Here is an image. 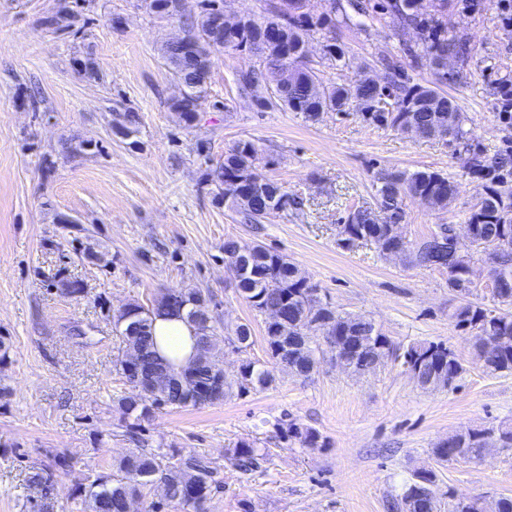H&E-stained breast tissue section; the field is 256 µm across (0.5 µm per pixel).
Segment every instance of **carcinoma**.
<instances>
[{
  "mask_svg": "<svg viewBox=\"0 0 512 512\" xmlns=\"http://www.w3.org/2000/svg\"><path fill=\"white\" fill-rule=\"evenodd\" d=\"M149 13L161 18L175 15V0H142ZM419 0H380L376 9L396 20L404 28L417 33L418 42L411 50L417 60H424L436 70L447 68L450 57L467 56V43L448 33L442 12L448 0H438L433 14L418 7ZM224 0H203L199 20L187 24L197 38L193 49L166 44L162 53L174 77L183 87L181 98L172 101L170 111L179 121L191 125L211 75L212 57L216 52L247 49L261 41L263 27L280 29L282 41L261 49L265 69L257 74L243 72L239 81L261 108L283 107L318 123L327 112H344L350 105L363 120L377 127L391 128L416 137L431 138L447 134L462 142L466 139L465 117L454 100L435 88L409 86L390 75L378 91L358 79L349 85H325L307 64L288 70L281 59L282 51L297 53L307 42V31L314 25L334 26L336 20L321 16L312 18L305 12L280 17L273 13L261 21L250 18L234 31H224L222 40H208L221 27ZM76 11L70 0H62L56 15L43 25L56 30L72 26ZM137 116L124 114L113 125L115 134L126 139L136 132ZM257 149L250 141H240L224 153V161L206 180L215 184L216 197L243 214L251 224H260L268 216L298 206L281 184L258 174L262 185L249 183L255 167ZM466 169L485 181L486 197L474 210L469 223L476 233L468 261L487 257L491 260L500 288L490 289L491 305L472 301L471 283L456 269L457 261L449 249L450 225L441 224L432 237L446 241L426 251L408 250L409 263L439 268L448 272V287L466 298L453 313L456 326L467 330L473 339L474 358L490 374L512 372V148L487 156L474 153L467 158ZM375 207H360L343 225L341 242L346 245H372L380 256L388 258L403 246L392 233L393 227L405 221L404 199L426 196L430 207L442 210L456 185L442 174L429 171L395 170L380 174L374 184ZM224 256L235 260L242 273L236 284L239 294L262 314L267 308L288 310L284 319L265 322L267 354L273 365L297 376L307 377L320 363L324 348L347 357L350 371L364 375L375 371L389 359H402L419 370L420 387L435 390L451 386L465 371L456 354L443 342L418 341L398 352L375 323L362 315H343L332 303L321 297L310 275L286 256L273 253L257 244L245 252L233 239L224 241ZM210 297L200 289L169 290L151 307L139 303L127 305L116 317L117 335L127 348L144 354L141 368L157 369L170 378V386L154 391L148 387L130 391L116 400L123 415L126 434L134 437L142 422L155 411L186 408L190 389L212 387L211 403H219L233 391L244 394L252 389H268L276 381L274 370L256 366L252 361L241 364L235 383L221 381L223 341L237 350L251 345L252 332L247 324L224 327L217 335L211 317L200 313L208 310ZM182 316L195 331L197 355L195 369L177 371L160 356L152 334L153 317L163 312ZM326 347H321V344ZM288 439L302 448L324 446L320 433L296 419L288 421ZM494 448H512V424L502 422L482 429L462 428L455 435L435 445L432 453L439 464L461 458L477 459ZM229 460L242 474L248 475L266 461L267 453L253 441L241 440L229 449ZM437 474L418 470L404 482L397 506L403 512H440L441 503L435 492ZM41 499H50L55 490L53 473H36L28 479ZM152 483L162 485L167 501L178 512H208L212 494L221 488L219 468L210 458L195 451L174 448L163 454L152 448H138L123 457L109 473L89 470L74 481L70 497L81 512H126L128 502L146 494ZM448 512H512V498L469 496L448 502Z\"/></svg>",
  "mask_w": 512,
  "mask_h": 512,
  "instance_id": "cac0c4a2",
  "label": "carcinoma"
}]
</instances>
